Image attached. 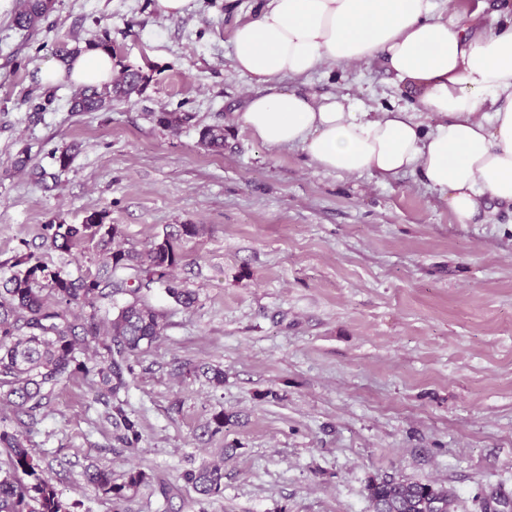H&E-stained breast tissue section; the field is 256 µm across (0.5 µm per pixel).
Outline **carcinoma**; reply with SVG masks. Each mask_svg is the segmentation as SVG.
Here are the masks:
<instances>
[{
    "mask_svg": "<svg viewBox=\"0 0 512 512\" xmlns=\"http://www.w3.org/2000/svg\"><path fill=\"white\" fill-rule=\"evenodd\" d=\"M55 0H19L13 23L20 30H34L54 10ZM147 76L139 69L123 68L112 82L82 86L71 98L74 112H97L115 99H128L143 91ZM158 125L179 129L192 116L187 112H160ZM199 144L212 153L224 151V126L207 125L199 132ZM74 148L51 151L53 171L41 165L27 167L28 158L16 161L29 168L31 179L40 184L58 182L69 169ZM50 246L72 254L84 243L97 241L103 253L101 273L73 277L51 269L32 254L16 258L21 270L0 280V405L34 419V412L47 404L54 388L78 374L96 371L99 384L95 402L106 408V419L118 432V440L135 449L141 440L137 416L127 411L119 394L128 388L131 355L152 345L163 333L162 312L135 297L116 308L112 318L97 322L95 314L80 319L70 306L95 307L103 288L126 292L127 281L118 271L133 270L150 283L169 279L167 293L185 308L195 303L194 294L171 278L182 253L178 239L166 236L144 251L114 245L121 231L104 223V215L93 212L81 224H48ZM187 373L200 374L213 386L224 384L223 370L195 366ZM0 447L6 449L8 467L0 468V512H72L73 505L46 476L44 460L16 433L0 430ZM91 486L111 497L115 512L149 483L143 470L132 469L122 483L112 481V471L94 466L85 471ZM183 480L206 498L224 490V469L203 463L183 474ZM372 512H454L456 496L447 487L394 477L372 478L367 486Z\"/></svg>",
    "mask_w": 512,
    "mask_h": 512,
    "instance_id": "1",
    "label": "carcinoma"
}]
</instances>
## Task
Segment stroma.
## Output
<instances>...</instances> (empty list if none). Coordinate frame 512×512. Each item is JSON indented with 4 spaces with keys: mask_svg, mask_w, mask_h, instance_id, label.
<instances>
[{
    "mask_svg": "<svg viewBox=\"0 0 512 512\" xmlns=\"http://www.w3.org/2000/svg\"><path fill=\"white\" fill-rule=\"evenodd\" d=\"M261 2L191 0L174 16L158 0H56L28 32L13 24L17 0H0V278L29 252L75 277L96 274L94 243L59 253L45 226L103 211L123 247L180 237L174 276L196 295L187 310L166 282L146 293L165 329L130 358L136 449L95 402L91 374L59 384L32 423L0 406V429L46 458L75 512H113L85 482L92 464L117 483L136 467L151 474L124 512H163V486L175 512H371L367 481L385 476L450 487L458 512H481L492 492L512 499V205L461 224L419 174L385 185L254 138L239 113L264 88L236 71L231 37ZM476 2L435 0L436 13L492 33L504 0L480 13ZM104 34L116 66L147 75L142 93L74 112L75 87L61 82L33 112L59 44ZM279 86L370 112L416 105L378 60L325 64ZM159 112L193 119L169 131L152 121ZM214 124L220 154L198 145L199 128ZM73 142L81 150L55 190L15 165L50 166V152ZM185 224L198 235L181 238ZM185 364L222 368L223 386L176 375ZM221 410L234 420L217 433ZM214 460L224 491L199 498L183 474Z\"/></svg>",
    "mask_w": 512,
    "mask_h": 512,
    "instance_id": "35a3bbf8",
    "label": "stroma"
}]
</instances>
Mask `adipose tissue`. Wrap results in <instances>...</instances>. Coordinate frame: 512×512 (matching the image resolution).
Masks as SVG:
<instances>
[{
	"label": "adipose tissue",
	"instance_id": "obj_1",
	"mask_svg": "<svg viewBox=\"0 0 512 512\" xmlns=\"http://www.w3.org/2000/svg\"><path fill=\"white\" fill-rule=\"evenodd\" d=\"M434 0H266L232 33L237 71L264 83L240 120L263 144L298 146L330 171L391 183L420 173L459 223L490 197L512 204V14L496 32L434 15ZM382 60L403 90L436 119L423 127L406 109L355 112L336 97L316 99L277 87L320 65ZM112 58L89 49L44 67V82L112 79Z\"/></svg>",
	"mask_w": 512,
	"mask_h": 512
}]
</instances>
